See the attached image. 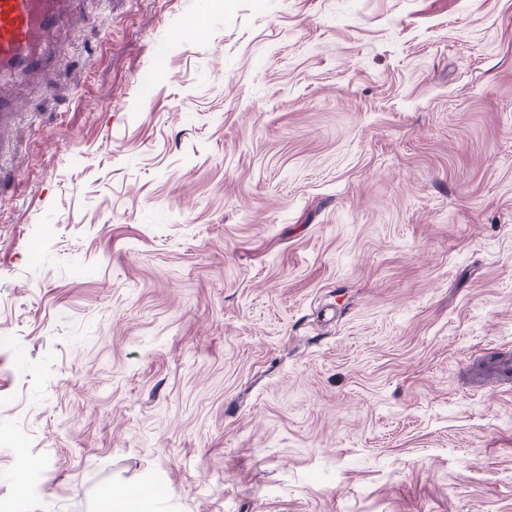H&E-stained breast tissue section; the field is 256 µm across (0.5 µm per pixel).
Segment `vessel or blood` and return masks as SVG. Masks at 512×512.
<instances>
[{
    "label": "vessel or blood",
    "instance_id": "obj_1",
    "mask_svg": "<svg viewBox=\"0 0 512 512\" xmlns=\"http://www.w3.org/2000/svg\"><path fill=\"white\" fill-rule=\"evenodd\" d=\"M71 0H0V84L46 64L45 44L63 23ZM485 366L512 385V353L496 350Z\"/></svg>",
    "mask_w": 512,
    "mask_h": 512
}]
</instances>
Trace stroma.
I'll return each mask as SVG.
<instances>
[{"mask_svg":"<svg viewBox=\"0 0 512 512\" xmlns=\"http://www.w3.org/2000/svg\"><path fill=\"white\" fill-rule=\"evenodd\" d=\"M0 126V512H512V0H81ZM484 366L493 373L492 375L495 378L502 382V387L512 385V353L493 349Z\"/></svg>","mask_w":512,"mask_h":512,"instance_id":"1","label":"stroma"}]
</instances>
